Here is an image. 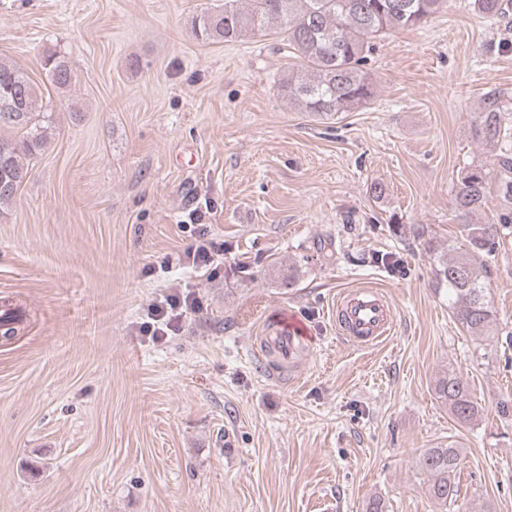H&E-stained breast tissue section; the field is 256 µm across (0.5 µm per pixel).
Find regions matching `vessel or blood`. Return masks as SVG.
<instances>
[{
	"label": "vessel or blood",
	"mask_w": 512,
	"mask_h": 512,
	"mask_svg": "<svg viewBox=\"0 0 512 512\" xmlns=\"http://www.w3.org/2000/svg\"><path fill=\"white\" fill-rule=\"evenodd\" d=\"M336 312L343 318V334L360 345H371L382 340L393 328L389 301L378 289L370 286L344 293L336 303ZM264 344L289 363L299 352L308 348L310 338L296 316L281 313L269 320Z\"/></svg>",
	"instance_id": "vessel-or-blood-1"
}]
</instances>
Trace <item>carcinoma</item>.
Segmentation results:
<instances>
[{
  "mask_svg": "<svg viewBox=\"0 0 512 512\" xmlns=\"http://www.w3.org/2000/svg\"><path fill=\"white\" fill-rule=\"evenodd\" d=\"M445 0H224V6L192 17L195 36L205 42H238L248 36L274 35L299 59L285 71L279 88L289 103L302 112L333 116L370 104L376 86L368 73L372 40L392 32L420 28L440 12ZM473 9L492 24L512 22V0H474ZM44 69L58 89L71 86L73 71L65 57L51 54ZM512 111L505 93L497 88L480 98L473 139L498 148V190L512 204ZM52 113L37 106L33 81L10 60L0 58V180L13 183L0 188V216L10 211L17 188L29 174L31 160L48 141ZM490 172L484 165L463 167L452 197L461 236L453 255L440 263L439 279L448 283L450 309L468 333L481 336L493 321L488 300V270L483 256L490 253L504 229L512 224V210L495 220L476 221L487 194ZM435 394L455 422L469 425L480 416L467 377L453 370L440 376ZM421 470L429 477V491L440 505L455 503V475L461 463L459 449L425 448L419 455Z\"/></svg>",
  "mask_w": 512,
  "mask_h": 512,
  "instance_id": "cac0c4a2",
  "label": "carcinoma"
}]
</instances>
